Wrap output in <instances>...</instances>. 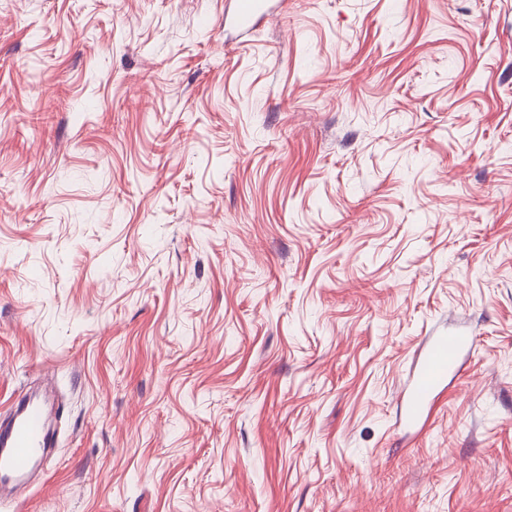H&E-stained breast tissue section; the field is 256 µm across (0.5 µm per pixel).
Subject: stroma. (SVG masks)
<instances>
[{
    "instance_id": "35a3bbf8",
    "label": "stroma",
    "mask_w": 512,
    "mask_h": 512,
    "mask_svg": "<svg viewBox=\"0 0 512 512\" xmlns=\"http://www.w3.org/2000/svg\"><path fill=\"white\" fill-rule=\"evenodd\" d=\"M229 5L0 0V512H512V0ZM266 0H234V19L241 33H246L254 21L267 13ZM469 343V338L460 334H440L429 338L400 397L408 426H416L429 416L448 374L460 369L461 355ZM48 446L43 404L31 397H20L12 420L0 429V481L11 483L24 478Z\"/></svg>"
}]
</instances>
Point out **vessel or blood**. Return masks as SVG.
<instances>
[{
	"label": "vessel or blood",
	"mask_w": 512,
	"mask_h": 512,
	"mask_svg": "<svg viewBox=\"0 0 512 512\" xmlns=\"http://www.w3.org/2000/svg\"><path fill=\"white\" fill-rule=\"evenodd\" d=\"M266 12V0H234V19L240 31H248ZM469 343L468 337L459 334L429 338L400 397L408 426L418 425L429 416L448 374L459 370L461 355ZM48 445L43 404L31 397H20L12 420L0 428V481L11 483L24 478Z\"/></svg>",
	"instance_id": "vessel-or-blood-1"
}]
</instances>
